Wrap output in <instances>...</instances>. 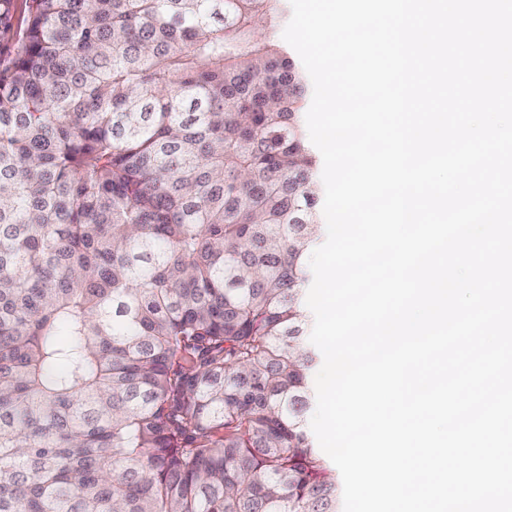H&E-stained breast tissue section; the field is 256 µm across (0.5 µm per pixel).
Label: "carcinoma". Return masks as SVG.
Here are the masks:
<instances>
[{
    "instance_id": "1",
    "label": "carcinoma",
    "mask_w": 512,
    "mask_h": 512,
    "mask_svg": "<svg viewBox=\"0 0 512 512\" xmlns=\"http://www.w3.org/2000/svg\"><path fill=\"white\" fill-rule=\"evenodd\" d=\"M279 0H26L0 69V512H339L318 157Z\"/></svg>"
}]
</instances>
